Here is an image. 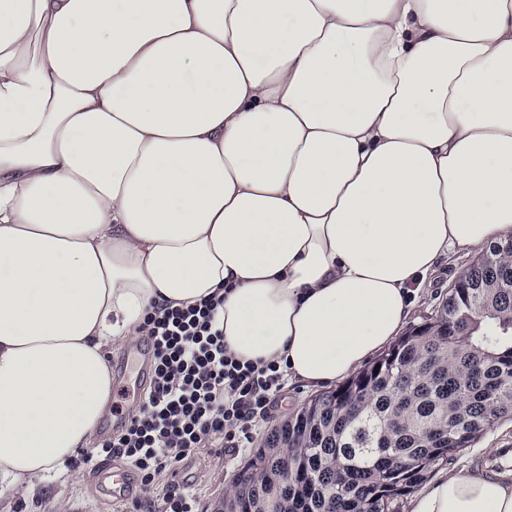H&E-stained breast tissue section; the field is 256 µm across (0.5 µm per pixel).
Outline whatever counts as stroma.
<instances>
[{
    "label": "stroma",
    "mask_w": 512,
    "mask_h": 512,
    "mask_svg": "<svg viewBox=\"0 0 512 512\" xmlns=\"http://www.w3.org/2000/svg\"><path fill=\"white\" fill-rule=\"evenodd\" d=\"M471 250H454L440 258L433 272L421 283L413 285L408 325L424 322L435 314L446 300L448 290L460 272L471 262ZM130 355L129 344L117 345L110 357L112 393L105 421L124 417L139 397L143 383L125 371ZM314 395L295 382H287L268 417L253 428L249 443L241 448H226L220 454L201 450L175 464L166 473L169 481L188 484L196 496L199 512H215L224 494L230 492L237 471L263 442L270 429L287 416L295 414ZM512 443V419L500 421L479 436L473 447L452 459L434 464V471L456 472L462 469L488 468L490 458L485 451ZM102 457H94L79 467L65 463L32 485H14L0 480V512H142L143 497L139 476H132L129 486L115 494L104 492L95 479Z\"/></svg>",
    "instance_id": "obj_1"
}]
</instances>
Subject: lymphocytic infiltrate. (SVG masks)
I'll list each match as a JSON object with an SVG mask.
<instances>
[{
	"mask_svg": "<svg viewBox=\"0 0 512 512\" xmlns=\"http://www.w3.org/2000/svg\"><path fill=\"white\" fill-rule=\"evenodd\" d=\"M222 306V299L210 297L161 308L140 327L149 351V388L101 448L106 456L129 460L142 487L198 449L242 447L285 387L276 363H244L228 352Z\"/></svg>",
	"mask_w": 512,
	"mask_h": 512,
	"instance_id": "lymphocytic-infiltrate-1",
	"label": "lymphocytic infiltrate"
}]
</instances>
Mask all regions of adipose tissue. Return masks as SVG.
<instances>
[{"instance_id": "obj_1", "label": "adipose tissue", "mask_w": 512, "mask_h": 512, "mask_svg": "<svg viewBox=\"0 0 512 512\" xmlns=\"http://www.w3.org/2000/svg\"><path fill=\"white\" fill-rule=\"evenodd\" d=\"M512 238V0H0V478L87 447L153 307L317 388ZM410 512H512V470Z\"/></svg>"}]
</instances>
